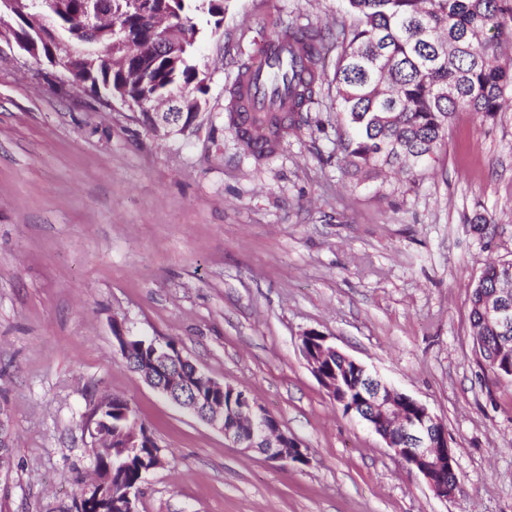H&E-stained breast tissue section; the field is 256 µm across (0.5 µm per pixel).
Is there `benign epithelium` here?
Masks as SVG:
<instances>
[{
	"label": "benign epithelium",
	"mask_w": 512,
	"mask_h": 512,
	"mask_svg": "<svg viewBox=\"0 0 512 512\" xmlns=\"http://www.w3.org/2000/svg\"><path fill=\"white\" fill-rule=\"evenodd\" d=\"M75 56L76 48L65 40L58 41L57 48L53 49L51 66L56 78L64 84L74 86L77 83L71 65ZM129 106L164 116L155 122L154 130L169 134L175 129L183 131L187 128L185 124L173 122L171 116L180 115L188 108L192 113H198L199 101L189 100L181 90L174 89L161 98L146 95ZM482 307L489 323L512 324V311L498 299L487 298L482 301ZM152 349L151 366L141 375L172 403L203 419L233 445L246 451L257 450L283 468L308 460L298 441L282 429L279 421L246 395H241L239 407L247 427L244 432L226 424L224 404L211 399L203 405L188 398V389L198 386L234 394L237 389L215 381L198 367L192 381L188 382L171 373L173 368L188 362L179 349L159 347L155 343ZM301 350L311 372L345 413L355 414L365 421L409 471L426 480L438 498L448 500L457 496L460 486L453 479L457 461L448 438V427L441 418L423 403L338 351L328 343V337L318 331H309L302 336Z\"/></svg>",
	"instance_id": "obj_1"
}]
</instances>
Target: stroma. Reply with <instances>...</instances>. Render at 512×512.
Wrapping results in <instances>:
<instances>
[{
	"label": "stroma",
	"mask_w": 512,
	"mask_h": 512,
	"mask_svg": "<svg viewBox=\"0 0 512 512\" xmlns=\"http://www.w3.org/2000/svg\"><path fill=\"white\" fill-rule=\"evenodd\" d=\"M345 17L342 0H225L197 45L200 113L168 136L0 53V512H73L108 395L166 457L138 512H512V381L483 372L469 320L473 282L512 262V109L457 113L435 161L366 182L336 164L348 129L328 93L266 161L227 128L228 89L263 41ZM118 328L175 342L309 464L280 468L171 404L123 361ZM310 330L444 421L455 498L328 396L300 350Z\"/></svg>",
	"instance_id": "obj_1"
}]
</instances>
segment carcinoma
I'll return each instance as SVG.
<instances>
[{
    "label": "carcinoma",
    "mask_w": 512,
    "mask_h": 512,
    "mask_svg": "<svg viewBox=\"0 0 512 512\" xmlns=\"http://www.w3.org/2000/svg\"><path fill=\"white\" fill-rule=\"evenodd\" d=\"M110 12L104 27L84 12V0H63L65 9L56 12L57 34L63 39L81 35L88 51L80 64V78L93 94H103L112 102V92L127 85L124 74H138L148 91L166 92L179 86L196 91L194 41L204 32L196 19L206 23L221 11V0H100ZM352 18L349 31L336 33V64L333 82L336 110L345 115L351 135L338 160L340 170L359 180H369L384 168L413 171L427 164L446 145L448 127L458 112H474L492 121L512 93V60L504 59L512 45V0H343ZM51 0H0V15L13 26L0 33L12 40L16 49L29 56L48 55L49 43L38 30L41 17L49 13ZM165 11L172 28L191 38L181 58H127L126 70L109 64L112 43L126 34L153 41L158 34L142 22V11ZM307 61L305 75L294 64L279 65L270 75V86L288 83V111L262 117L272 138L255 148L242 130L238 109L243 92L238 83L230 89L231 110L228 127L240 134L245 150L256 161L270 158L273 146L300 129L304 110L318 100L317 60L324 40L310 24L288 26L277 32ZM501 288L512 289V262L486 267L472 286L469 320L483 337L479 359L483 371L494 373L493 361L501 353L512 355V330L508 350H502L503 332L484 321L479 307L482 297ZM134 411L112 397V437L108 447H98L95 465L105 484L100 498L89 512H117L123 490L142 482L143 459L152 448H124L136 434Z\"/></svg>",
    "instance_id": "1"
}]
</instances>
